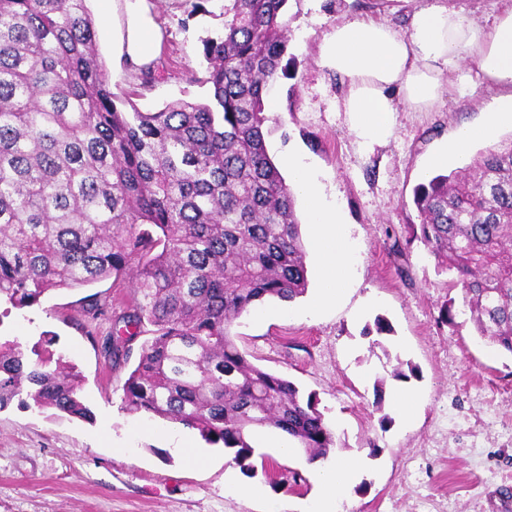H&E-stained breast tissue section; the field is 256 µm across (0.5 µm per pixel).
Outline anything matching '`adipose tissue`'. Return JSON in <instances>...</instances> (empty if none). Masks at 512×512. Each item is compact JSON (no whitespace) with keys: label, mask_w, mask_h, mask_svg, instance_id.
<instances>
[{"label":"adipose tissue","mask_w":512,"mask_h":512,"mask_svg":"<svg viewBox=\"0 0 512 512\" xmlns=\"http://www.w3.org/2000/svg\"><path fill=\"white\" fill-rule=\"evenodd\" d=\"M124 2L118 51L127 65L142 69L160 54L163 30L149 0ZM468 57L476 62L483 80L504 89L506 95L482 123L456 130L446 151L432 158L430 165L436 168L448 160L470 159L475 144L490 139L500 128L512 127V4L482 25L470 19L464 7L428 0L412 11L404 34L381 20L347 19L323 36L318 62L345 80L340 108L357 138L371 145L392 136L398 108L435 111L442 99V76L461 67ZM283 164L308 216L319 272L312 308L321 311L335 305L348 286L347 230L341 213L327 201L317 174L291 156ZM355 470V461L345 459L317 470L314 480L322 495L313 512H336L338 502L350 493Z\"/></svg>","instance_id":"adipose-tissue-1"}]
</instances>
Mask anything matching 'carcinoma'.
<instances>
[{"label": "carcinoma", "mask_w": 512, "mask_h": 512, "mask_svg": "<svg viewBox=\"0 0 512 512\" xmlns=\"http://www.w3.org/2000/svg\"><path fill=\"white\" fill-rule=\"evenodd\" d=\"M288 0H225L202 41L211 96L128 112L110 91L87 0H0V302L131 279L112 333L130 349L126 408L198 430L254 471L250 435L271 427L325 459L335 435L287 378L251 362L230 332L268 298L308 290L295 196L265 144L267 89L289 76ZM412 225L455 275L478 335L512 354V140L415 190ZM0 342V409L17 399L90 419L71 367Z\"/></svg>", "instance_id": "cac0c4a2"}]
</instances>
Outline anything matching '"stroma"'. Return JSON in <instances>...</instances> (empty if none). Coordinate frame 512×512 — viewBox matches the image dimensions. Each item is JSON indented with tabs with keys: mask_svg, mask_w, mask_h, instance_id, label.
Returning <instances> with one entry per match:
<instances>
[{
	"mask_svg": "<svg viewBox=\"0 0 512 512\" xmlns=\"http://www.w3.org/2000/svg\"><path fill=\"white\" fill-rule=\"evenodd\" d=\"M202 11H193L194 2ZM167 39L165 73L149 86L112 49V7L88 0L97 47L112 93L142 112L176 100L207 101L201 41L222 33L224 0H153ZM422 0H289L291 75L269 94L276 105L266 146L272 158L296 152L321 173L352 227L349 290L321 316L303 313L307 297L266 302L231 332L256 365L286 376L318 408L336 437L332 458H353L359 473L342 512H508L512 503V355L477 336L460 289L440 274L423 245L413 190L420 171L462 124L483 119L501 91L482 84L475 62L469 96L444 95L434 112L395 113L385 142L360 145L338 109L344 82L317 62L323 35L354 16L406 31ZM197 83H188V76ZM455 320L442 321L448 299ZM128 283L104 280L45 295L12 310L0 338L24 350L52 340L55 355L83 376L89 421L69 420L11 403L0 409V512H308L313 463L281 455L271 428L253 434L255 475L231 466L222 446L193 436L199 462L175 453L182 425L123 408V384L138 355L115 359L109 334L130 305ZM384 318L387 334L374 322ZM414 375L397 379V363ZM417 393L412 419L394 402ZM260 488L255 497L224 490L229 475Z\"/></svg>",
	"mask_w": 512,
	"mask_h": 512,
	"instance_id": "35a3bbf8",
	"label": "stroma"
}]
</instances>
